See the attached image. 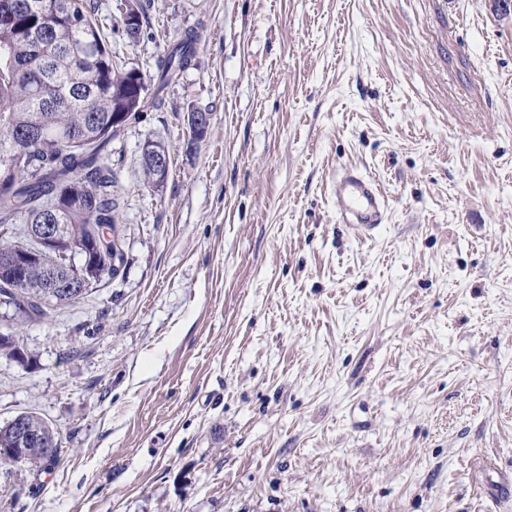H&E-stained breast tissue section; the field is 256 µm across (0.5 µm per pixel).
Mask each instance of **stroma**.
Instances as JSON below:
<instances>
[{
    "instance_id": "obj_1",
    "label": "stroma",
    "mask_w": 512,
    "mask_h": 512,
    "mask_svg": "<svg viewBox=\"0 0 512 512\" xmlns=\"http://www.w3.org/2000/svg\"><path fill=\"white\" fill-rule=\"evenodd\" d=\"M125 68L198 64L112 142L130 263L0 332V512H512V11L493 0H92ZM143 11L151 39L120 20ZM210 112L191 142L186 116ZM170 172L148 187L141 149ZM388 202L339 223L337 170ZM200 43V35L195 30L180 34L173 44H167L156 61V72L152 76L157 93L167 88L176 77L192 66ZM24 417L27 419L30 427L36 432H44L47 436L57 437V433L52 427V425L38 415L35 412H22ZM20 415L15 416L11 422L9 423V427L11 428V435L6 429L7 423L3 426H0V450L10 451L2 452L0 451V465L4 466H14L17 464L30 465L31 467H41L45 463H51L53 460L57 459V456H49L41 446L33 445L32 448H29L24 455H16L17 453H22L24 448H11L12 444L14 446L23 447L25 443L33 439L31 430L28 427L27 421ZM14 440V443L11 440Z\"/></svg>"
}]
</instances>
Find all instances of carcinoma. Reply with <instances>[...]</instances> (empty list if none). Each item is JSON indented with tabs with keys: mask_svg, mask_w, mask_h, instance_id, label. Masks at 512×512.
I'll return each mask as SVG.
<instances>
[{
	"mask_svg": "<svg viewBox=\"0 0 512 512\" xmlns=\"http://www.w3.org/2000/svg\"><path fill=\"white\" fill-rule=\"evenodd\" d=\"M121 25L134 38L143 31V17L131 9ZM199 43L198 32L187 30L167 45L155 61L157 91L192 66ZM127 79L114 65L87 0H0V227L22 219L34 229L41 210L53 203L72 247L100 243L93 251L92 285L84 288L54 250L31 263L27 288H12L1 275L0 304L22 318H40L76 301L128 262L118 227L122 199L106 162L121 131L112 124L114 113L125 112L135 122L144 112L145 83L135 87ZM20 141L27 153L16 157ZM24 417L34 431L57 436L37 413ZM11 445L0 426V465L40 467L55 460L38 445L13 455L7 452Z\"/></svg>",
	"mask_w": 512,
	"mask_h": 512,
	"instance_id": "obj_1",
	"label": "carcinoma"
}]
</instances>
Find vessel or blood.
<instances>
[{"label": "vessel or blood", "instance_id": "vessel-or-blood-1", "mask_svg": "<svg viewBox=\"0 0 512 512\" xmlns=\"http://www.w3.org/2000/svg\"><path fill=\"white\" fill-rule=\"evenodd\" d=\"M331 190L340 222L359 235L369 236L384 223L388 204L370 176L351 167L342 168Z\"/></svg>", "mask_w": 512, "mask_h": 512}]
</instances>
